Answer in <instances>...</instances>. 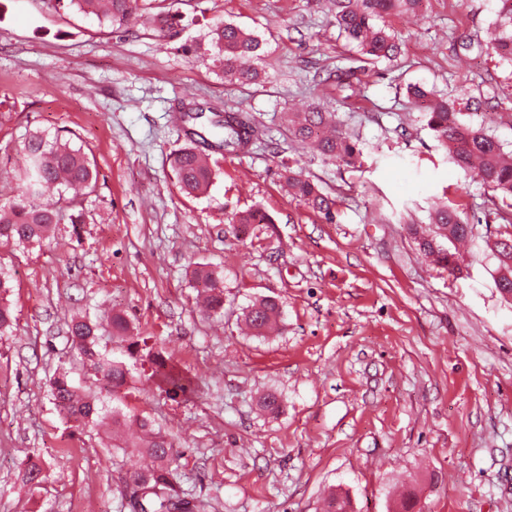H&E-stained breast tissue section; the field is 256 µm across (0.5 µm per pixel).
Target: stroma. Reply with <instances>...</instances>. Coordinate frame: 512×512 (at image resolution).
I'll return each mask as SVG.
<instances>
[{"instance_id":"35a3bbf8","label":"stroma","mask_w":512,"mask_h":512,"mask_svg":"<svg viewBox=\"0 0 512 512\" xmlns=\"http://www.w3.org/2000/svg\"><path fill=\"white\" fill-rule=\"evenodd\" d=\"M498 7L427 0L388 15L400 45L389 61L341 36L332 0H139L125 29L67 0H0V197L32 133L81 144L98 170L52 241L0 246L15 319L0 339V512H128L125 482L145 458L114 463L111 432L70 428L46 388L63 363L91 387L67 323L115 312L197 385L169 397L141 350L125 403L177 434L182 487L212 512H320L332 491L350 512H397L408 490L424 512H512V300L496 287L512 224L449 162L410 94L456 99L462 121L512 150V62L488 44ZM160 12L180 16L177 32L149 25ZM224 22L261 40L256 83L217 62ZM336 67L356 72L341 91L324 82ZM191 103L265 131L246 151H212L216 177L199 195L171 167L190 129L173 116ZM310 108L356 137V166L291 135L286 113ZM290 168L335 198L333 220L288 194ZM441 200L474 227L452 273L408 231L429 227ZM250 209L269 223L234 224ZM199 263L222 276L223 318L199 306ZM262 297L282 318L257 337L243 311ZM266 392L279 413L260 412ZM31 462L42 480L27 486Z\"/></svg>"}]
</instances>
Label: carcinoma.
<instances>
[{"label":"carcinoma","mask_w":512,"mask_h":512,"mask_svg":"<svg viewBox=\"0 0 512 512\" xmlns=\"http://www.w3.org/2000/svg\"><path fill=\"white\" fill-rule=\"evenodd\" d=\"M78 11L94 15L100 24L123 26L137 14L139 0H68ZM500 34L492 44L496 54L512 61V0H500ZM423 0H336V25L348 41L370 59L395 58L400 50L394 36L385 26L378 24L384 16L399 10L417 12ZM180 19L170 13H159L153 24L160 33H171L179 26ZM214 48L224 73L243 85L258 79L252 62L259 57L261 42L257 36L232 23H224L214 29ZM412 94L426 105L427 127L447 151L451 161L462 171L473 174L483 185L509 201L512 208V153L503 150L493 136L481 128L462 123L454 103L430 95L420 87L412 88ZM207 118L214 129L215 147L231 152H243L260 135L258 128L233 116L224 121L206 117V109L189 107L180 112V120L197 121ZM289 130L303 145H314L322 156L332 162L348 166L356 164L360 155L356 141L339 129L332 112L311 109L296 112L289 118ZM24 151L27 165L17 184L15 193L0 198V244L33 245L42 243L52 225L65 218V211L73 200L59 195L52 203L42 202L45 192L56 185L80 190H93L97 172L83 148L69 140L55 138L49 142L39 134L28 137ZM172 166L183 191L199 194L207 190L215 177L208 161L200 157L195 144L187 145L175 153ZM287 182L314 211L325 219H333L336 200L325 194L313 181L299 173H291ZM434 236L419 238L420 249L425 254L454 272L458 269L455 254L443 241H464L473 236V225L455 206L439 203L432 215ZM504 272L497 279L502 293L512 294V238L497 242ZM194 279L201 286L206 311L215 317H224V293L219 286L218 273L205 264L194 271ZM9 281L0 272V337L14 324L4 295ZM281 317L278 303L270 298L253 301L244 311L246 326L257 336L274 331ZM112 338L121 342L130 335V325L125 316L114 314L109 321ZM99 324L84 317L71 319L68 335L73 356L81 361L87 374L97 384L99 391L112 393V400L120 403L126 398L122 388L127 382L130 368L122 356L109 355L97 347ZM154 365L153 375L174 396H187L195 391L193 381L181 371L167 365L160 353L149 354ZM48 393L55 409L66 421L78 428L93 429L112 420L119 427L131 419L138 431L119 436L120 443L113 445L117 451L133 448L148 455L152 465L130 475L139 493L130 512H209L210 503L203 499H189L178 483L177 464L172 453V434L155 422L140 415L127 416L116 405L107 413L100 404L99 396L83 392L75 386L69 372L59 367L48 383ZM348 499L331 494L324 499L322 512H348Z\"/></svg>","instance_id":"cac0c4a2"}]
</instances>
